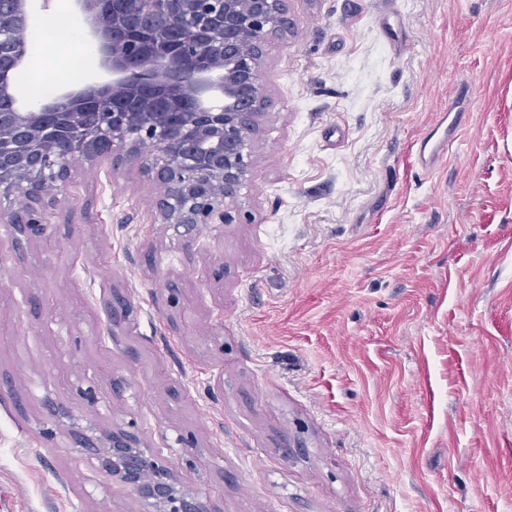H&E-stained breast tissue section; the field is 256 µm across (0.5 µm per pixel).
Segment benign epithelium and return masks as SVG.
<instances>
[{"instance_id":"7a95c632","label":"benign epithelium","mask_w":512,"mask_h":512,"mask_svg":"<svg viewBox=\"0 0 512 512\" xmlns=\"http://www.w3.org/2000/svg\"><path fill=\"white\" fill-rule=\"evenodd\" d=\"M27 2L0 0V188L15 201L0 223L44 233L41 210L74 153L98 162L116 146L167 187L161 223H229L266 100L265 47L291 31L286 0H75L110 79L22 104L10 80L26 59ZM107 440L102 468L146 512H213L134 436Z\"/></svg>"}]
</instances>
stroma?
Masks as SVG:
<instances>
[{"label": "stroma", "instance_id": "35a3bbf8", "mask_svg": "<svg viewBox=\"0 0 512 512\" xmlns=\"http://www.w3.org/2000/svg\"><path fill=\"white\" fill-rule=\"evenodd\" d=\"M288 6L230 223L155 220L120 149L0 223L10 512H142L112 431L213 512H512V0ZM461 112L453 104L448 113H442L441 120L417 143L415 157L417 165L425 171H432L446 162L461 126Z\"/></svg>", "mask_w": 512, "mask_h": 512}]
</instances>
